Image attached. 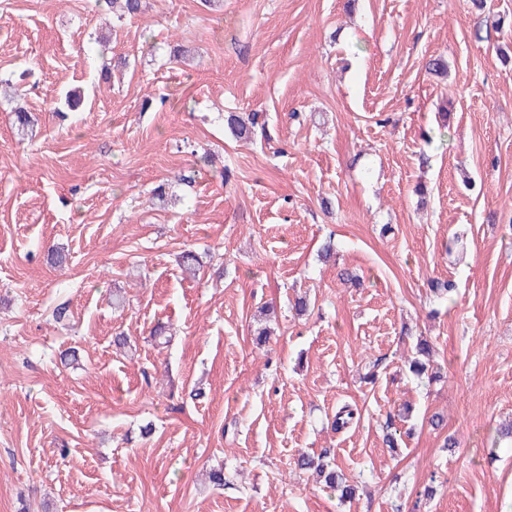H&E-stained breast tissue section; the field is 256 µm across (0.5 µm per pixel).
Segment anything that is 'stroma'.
<instances>
[{
  "label": "stroma",
  "mask_w": 512,
  "mask_h": 512,
  "mask_svg": "<svg viewBox=\"0 0 512 512\" xmlns=\"http://www.w3.org/2000/svg\"><path fill=\"white\" fill-rule=\"evenodd\" d=\"M142 5L0 0V81L26 83L0 94V512H411L429 483L421 512H505L512 0ZM326 450L353 501L295 469ZM224 121L230 132L239 139H249L253 134L255 120L253 116L243 117L235 112L227 113Z\"/></svg>",
  "instance_id": "1"
}]
</instances>
